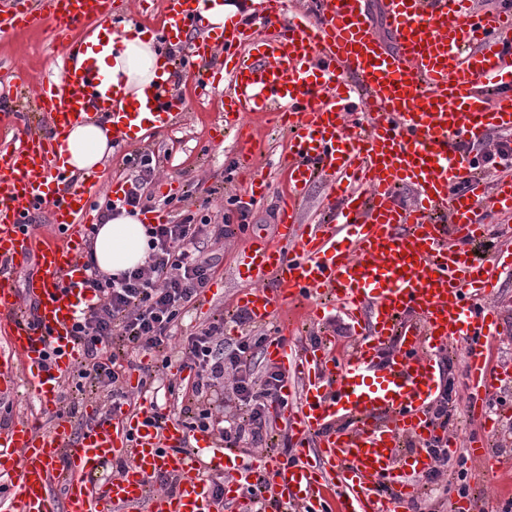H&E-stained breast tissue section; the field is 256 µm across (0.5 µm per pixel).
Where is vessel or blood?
I'll use <instances>...</instances> for the list:
<instances>
[{
  "label": "vessel or blood",
  "instance_id": "1",
  "mask_svg": "<svg viewBox=\"0 0 512 512\" xmlns=\"http://www.w3.org/2000/svg\"><path fill=\"white\" fill-rule=\"evenodd\" d=\"M201 3L165 0L162 37L196 26ZM265 3L261 22L273 39L233 59L235 92L224 112L270 116L288 133L277 239L258 233L244 248L238 306L255 323L277 307L292 311L267 357L303 385L299 406L274 409L288 418L297 460L266 456L255 466L208 434L174 423L156 432L142 414L97 421L78 437L64 418L43 435L14 422L0 428V473L14 480V512H115L143 503L148 512H212L201 469L224 475L225 502L251 512L247 488L258 466L275 498L304 512H406L415 492L406 473L433 466L429 445L440 429L430 408L446 381L448 344L466 351L471 408H486L497 388L488 350L499 311L487 299L498 281L472 249L494 215H512V170L488 175L471 147L512 132V0L491 10L474 0H386L384 38L363 0H313L307 15L286 14L282 0ZM125 10V0H30L19 14L12 0H0V38L21 23L47 21L59 33ZM104 49L80 43L83 65L63 66L40 88L48 130L24 126V147L0 154V334L48 405L80 358L73 324L90 295L76 270L78 239L95 222L90 189L68 182L54 157L73 120L112 96L95 60ZM208 50L191 45L185 63L214 81ZM174 105L168 84H157L145 101L113 113L114 141H129L143 114L167 122ZM318 179L338 207L327 223H299L302 193ZM404 186L415 192L412 203L397 195ZM38 207L53 224L39 241L24 228ZM28 264L32 272L18 283ZM326 294L361 327L343 356L331 339L300 349L288 342L307 317L331 314L332 305L318 302ZM24 297L33 314L22 310ZM49 346L58 355L48 367ZM312 441L313 459L305 452ZM125 456L126 470L112 475V462ZM157 473L178 477L176 490L150 494L146 481Z\"/></svg>",
  "mask_w": 512,
  "mask_h": 512
}]
</instances>
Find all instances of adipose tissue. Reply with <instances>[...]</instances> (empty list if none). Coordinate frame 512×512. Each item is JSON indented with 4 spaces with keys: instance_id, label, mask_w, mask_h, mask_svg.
Wrapping results in <instances>:
<instances>
[{
    "instance_id": "adipose-tissue-1",
    "label": "adipose tissue",
    "mask_w": 512,
    "mask_h": 512,
    "mask_svg": "<svg viewBox=\"0 0 512 512\" xmlns=\"http://www.w3.org/2000/svg\"><path fill=\"white\" fill-rule=\"evenodd\" d=\"M97 61L111 75L116 98L123 100H144L157 83L171 77L154 37L130 26L110 40ZM113 148L111 120L83 117L71 125L65 138L66 167L74 175L91 172L111 157ZM146 252L147 237L139 215L124 210L111 215L94 239L96 265L109 275L140 264Z\"/></svg>"
}]
</instances>
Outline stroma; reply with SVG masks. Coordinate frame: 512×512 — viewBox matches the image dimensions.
I'll return each mask as SVG.
<instances>
[{
    "label": "stroma",
    "instance_id": "obj_1",
    "mask_svg": "<svg viewBox=\"0 0 512 512\" xmlns=\"http://www.w3.org/2000/svg\"><path fill=\"white\" fill-rule=\"evenodd\" d=\"M59 54L56 40L43 24L15 37L0 40V85L14 84L17 97L8 101L6 112H0V127L17 126L23 120L37 118L47 125L48 117L40 110L38 100L42 83L59 72ZM180 86L183 107L180 115L169 124L152 129L145 138L134 143L116 146L112 156L94 172L97 185L92 201L104 204L115 186L125 184L130 171L126 159L130 154L149 150L159 161V172L150 187L151 205L164 216L177 215L179 208L197 210L207 205L210 215L231 214L229 235L224 240V262L214 283L202 297L196 309L179 324L177 335H185L191 327L223 316L228 323L226 338L236 339L240 334L232 320L236 314V300L244 289V282L236 271L238 256L248 243L249 233H262L275 239L279 222L278 194L282 186V167L288 154L287 134L279 123L265 118L255 119L257 169L267 183L265 193L250 199V174L236 167L239 143L234 130L224 125V89L198 85V79L189 72H181ZM167 197L180 199L181 207L164 205ZM249 206L248 233L238 229L240 222L237 203ZM492 302L502 315L504 335L497 337L490 347V358L498 369H512V270L500 274V290ZM448 378L454 390L452 399L457 414L452 431L461 438L478 432L479 416L471 413L468 393L463 383L466 354L463 346L449 345L445 351Z\"/></svg>",
    "mask_w": 512,
    "mask_h": 512
}]
</instances>
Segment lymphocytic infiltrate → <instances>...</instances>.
<instances>
[{
	"mask_svg": "<svg viewBox=\"0 0 512 512\" xmlns=\"http://www.w3.org/2000/svg\"><path fill=\"white\" fill-rule=\"evenodd\" d=\"M131 163L125 196L121 203H107V211H115L120 204L146 210L145 189L156 177L158 162L144 152ZM146 234L148 253L143 264L116 276L97 268L89 249L94 239L86 237L88 249L80 270L92 299L73 326L82 358L70 371V379L85 380L106 391L112 400L109 417L149 411L148 422L159 432L174 416L158 401L146 406L142 400L155 384H165L180 407L175 417L186 431L209 433L228 446L247 441L259 447L270 425L269 408L281 398L285 375L272 364L256 370L255 361L265 355L270 338L248 332L251 320L246 312L237 314L236 324L243 332L233 346H225L224 320L217 317L187 336L183 357L175 360L164 353L179 321L191 312L218 271V256L207 254L206 248L223 239V225L185 213L180 219L150 225ZM117 341L134 353H161L162 359L153 365L116 354L112 345ZM174 365L183 371V378H167V369ZM133 371L141 374L135 397L125 389ZM430 452L435 465L425 475L423 495L414 500L413 512H442L452 497L469 495L474 474L467 466L465 449L449 451L438 437Z\"/></svg>",
	"mask_w": 512,
	"mask_h": 512,
	"instance_id": "lymphocytic-infiltrate-1",
	"label": "lymphocytic infiltrate"
}]
</instances>
